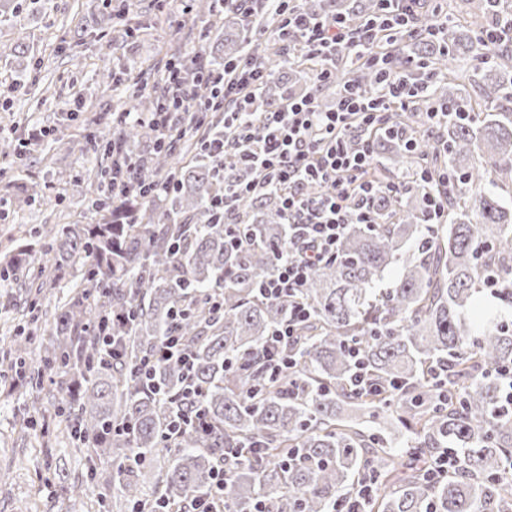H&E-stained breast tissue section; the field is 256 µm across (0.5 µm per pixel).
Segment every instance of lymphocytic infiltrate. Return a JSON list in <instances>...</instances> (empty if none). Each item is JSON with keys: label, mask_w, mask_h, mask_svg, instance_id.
<instances>
[{"label": "lymphocytic infiltrate", "mask_w": 512, "mask_h": 512, "mask_svg": "<svg viewBox=\"0 0 512 512\" xmlns=\"http://www.w3.org/2000/svg\"><path fill=\"white\" fill-rule=\"evenodd\" d=\"M279 21L274 38L290 50L313 60L312 92L283 101L267 112H257L253 102L269 81V72L251 55L225 62L222 69L202 68L200 75L211 85V96L199 98L195 86L174 80L173 93L147 121L156 130L173 124L176 113L190 111L194 132L205 134L203 147L216 171L228 162L255 167L261 178L247 184H225L213 208L224 221L227 235L239 224L236 204L242 198L274 187L279 191L284 223L296 229L295 248L278 261L274 274L262 285L265 297L278 299L302 288L313 267L336 259L338 244L350 222L376 224L378 198L397 196L407 186H430L425 198L429 221H445L447 206L440 190L447 174L431 163L420 162L411 182L378 181L369 177L376 152L377 134L401 135L397 111L423 98L427 86L402 74L391 59L371 53L370 46L388 34L390 19H398L407 34L440 31L448 18L436 11L421 12V0H377L381 13L365 26L354 27L345 18L317 19L299 0H270ZM357 55L377 79L366 90L345 84L335 106L321 110L315 88L333 79L338 59ZM224 115L223 136L211 138L209 114ZM319 183L320 196H308L305 184Z\"/></svg>", "instance_id": "f902f5d3"}]
</instances>
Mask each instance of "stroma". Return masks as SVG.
<instances>
[{
    "instance_id": "obj_1",
    "label": "stroma",
    "mask_w": 512,
    "mask_h": 512,
    "mask_svg": "<svg viewBox=\"0 0 512 512\" xmlns=\"http://www.w3.org/2000/svg\"><path fill=\"white\" fill-rule=\"evenodd\" d=\"M109 0H47L43 10L20 9L0 24V43L23 42L21 57H0V144L28 141L33 129L47 132L23 158L0 153V256L27 245L29 268L48 246L46 224L85 223V202L95 184L92 169L107 161L89 149L91 133L119 132L122 103L151 91L147 68L164 65L172 48L193 66L196 54L214 56L215 20L207 0H131L129 13L112 15ZM110 69L113 85L100 84ZM55 297H39L19 281L0 278V347L9 344L30 306L53 309ZM40 383L0 377V512L29 505L32 512H129L117 491L93 486L75 506L63 504L60 486L86 472L60 427L40 424L49 391Z\"/></svg>"
}]
</instances>
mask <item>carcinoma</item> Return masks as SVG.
Wrapping results in <instances>:
<instances>
[{"label":"carcinoma","instance_id":"1","mask_svg":"<svg viewBox=\"0 0 512 512\" xmlns=\"http://www.w3.org/2000/svg\"><path fill=\"white\" fill-rule=\"evenodd\" d=\"M303 6L317 15L346 10L358 21L378 11L375 0ZM474 16L484 20L479 30L448 25L446 52L426 32L384 45L394 58L404 50L398 65L413 56L415 73L440 77L432 93L451 112L448 126L412 140L415 155L448 170L446 224L426 225L415 188L382 197L387 223L348 225L336 260L314 267L295 296L267 299L261 284L294 237L278 194L238 202L243 244L233 247L211 206L224 192L212 161L201 152L176 165L165 144L138 163L126 197L112 196V169H97L102 194L89 204L95 223L44 226L51 247L33 280L36 292L56 287L63 267L88 266L40 347L42 364L57 378L51 415L84 446L89 479L112 458L108 480L132 512H154L166 500L185 504L208 491L221 458L228 512H254L261 502L269 512H329L367 474L376 478L369 512H512V408L501 375L512 368V203L498 193L512 186V112L496 105L512 102V48L491 39L512 14L501 0H474ZM246 44L243 30L228 25L216 52L236 57ZM251 51L273 75L255 104L265 112L287 96L281 74L292 63L261 44ZM474 57L488 58L477 75L493 90L481 115L470 113L466 88L447 79L456 62ZM347 81L370 89L375 75L347 58L319 98ZM143 135L130 122L119 139L132 148ZM385 140L396 166L407 156L404 141ZM227 175L236 183L258 179L233 164ZM169 180L172 191L140 195ZM392 267L399 275L380 287ZM491 274L499 278L495 290L487 287ZM210 297L220 310L209 307ZM298 304L309 317L284 348L288 367L273 374L262 345ZM40 319L33 314L26 334H16L9 368L29 369ZM105 333L115 336L107 359ZM171 335L194 361L210 428L187 424L169 447L163 433L181 404L186 370L174 358L159 360L148 386L138 366ZM351 346L372 380L364 390L350 385ZM361 414L371 422L394 419L395 434L367 433ZM254 441L260 456H231ZM445 447L456 454L455 468L432 482L426 471ZM161 452L167 463L157 470Z\"/></svg>","mask_w":512,"mask_h":512}]
</instances>
